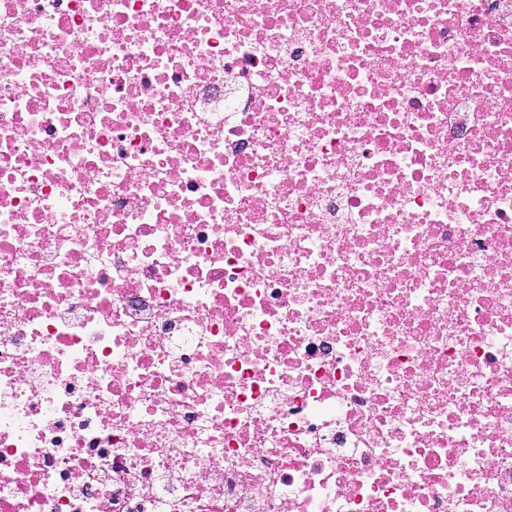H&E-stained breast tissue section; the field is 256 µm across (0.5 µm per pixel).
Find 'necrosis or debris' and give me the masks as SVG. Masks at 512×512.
<instances>
[{"label":"necrosis or debris","instance_id":"1","mask_svg":"<svg viewBox=\"0 0 512 512\" xmlns=\"http://www.w3.org/2000/svg\"><path fill=\"white\" fill-rule=\"evenodd\" d=\"M0 512H512V0H0Z\"/></svg>","mask_w":512,"mask_h":512}]
</instances>
